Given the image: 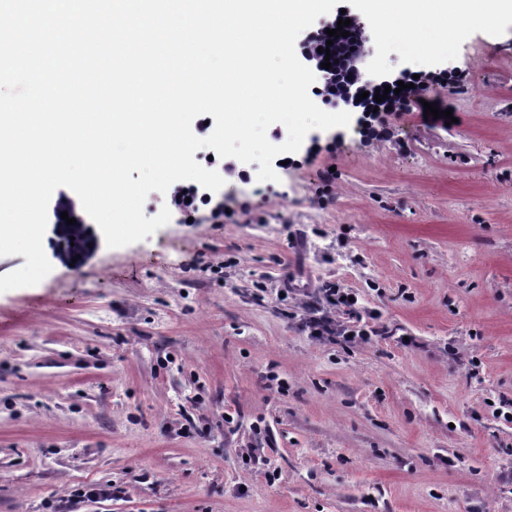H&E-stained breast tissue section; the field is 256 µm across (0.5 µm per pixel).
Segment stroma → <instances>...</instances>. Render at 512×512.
I'll list each match as a JSON object with an SVG mask.
<instances>
[{"label":"stroma","instance_id":"obj_1","mask_svg":"<svg viewBox=\"0 0 512 512\" xmlns=\"http://www.w3.org/2000/svg\"><path fill=\"white\" fill-rule=\"evenodd\" d=\"M388 62L462 80L310 131L275 182L216 159L223 221L94 225L76 268L46 232L51 273L0 293V512H512V25ZM329 283L385 335L310 336Z\"/></svg>","mask_w":512,"mask_h":512}]
</instances>
